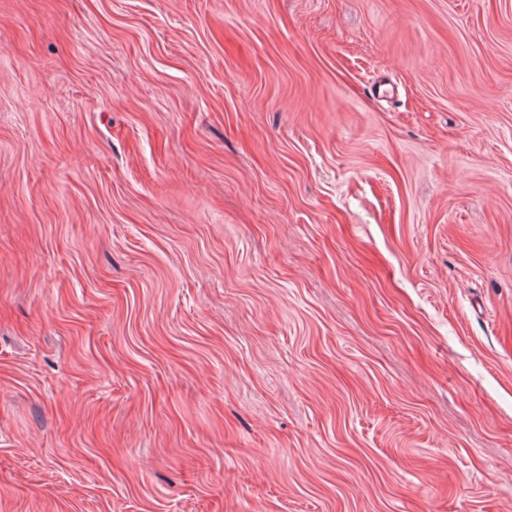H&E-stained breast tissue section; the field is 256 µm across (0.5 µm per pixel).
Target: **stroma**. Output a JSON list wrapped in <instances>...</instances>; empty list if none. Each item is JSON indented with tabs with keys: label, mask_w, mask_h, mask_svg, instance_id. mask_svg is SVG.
Returning a JSON list of instances; mask_svg holds the SVG:
<instances>
[{
	"label": "stroma",
	"mask_w": 512,
	"mask_h": 512,
	"mask_svg": "<svg viewBox=\"0 0 512 512\" xmlns=\"http://www.w3.org/2000/svg\"><path fill=\"white\" fill-rule=\"evenodd\" d=\"M0 512H512V0H0Z\"/></svg>",
	"instance_id": "1"
}]
</instances>
